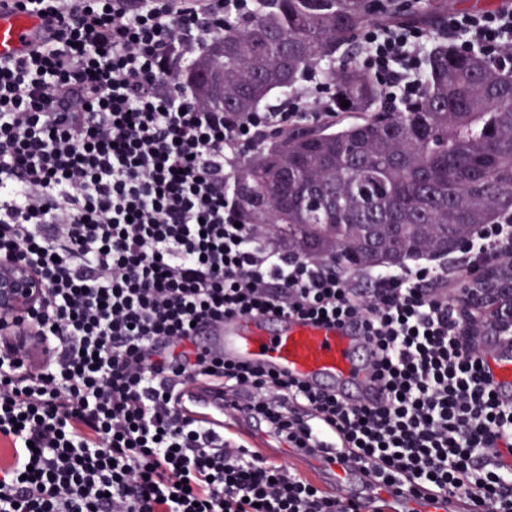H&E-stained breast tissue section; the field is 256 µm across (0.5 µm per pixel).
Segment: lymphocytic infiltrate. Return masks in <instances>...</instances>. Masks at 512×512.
<instances>
[{
	"label": "lymphocytic infiltrate",
	"instance_id": "1",
	"mask_svg": "<svg viewBox=\"0 0 512 512\" xmlns=\"http://www.w3.org/2000/svg\"><path fill=\"white\" fill-rule=\"evenodd\" d=\"M44 23L0 58V259L43 288L29 343L0 334V512H359L178 407L186 377L246 392L241 413L283 448L328 437L375 488L512 512V402L466 348L445 271L354 274L238 224L228 175L288 112L227 117L179 82L245 0H19ZM458 51L512 57V9L448 14ZM431 33L379 23L362 62L394 99L419 95ZM512 261V213L481 225L463 267ZM348 322L374 345L375 406L202 352L227 315ZM496 435L495 452L486 436Z\"/></svg>",
	"mask_w": 512,
	"mask_h": 512
}]
</instances>
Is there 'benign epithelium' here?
Returning a JSON list of instances; mask_svg holds the SVG:
<instances>
[{
    "mask_svg": "<svg viewBox=\"0 0 512 512\" xmlns=\"http://www.w3.org/2000/svg\"><path fill=\"white\" fill-rule=\"evenodd\" d=\"M470 288L462 314L468 344L477 350H495L512 336V262L488 257L468 276ZM40 285L26 265L0 261V316L5 334L23 335L29 328L18 316L35 304Z\"/></svg>",
    "mask_w": 512,
    "mask_h": 512,
    "instance_id": "benign-epithelium-1",
    "label": "benign epithelium"
}]
</instances>
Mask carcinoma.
<instances>
[{"instance_id":"carcinoma-1","label":"carcinoma","mask_w":512,"mask_h":512,"mask_svg":"<svg viewBox=\"0 0 512 512\" xmlns=\"http://www.w3.org/2000/svg\"><path fill=\"white\" fill-rule=\"evenodd\" d=\"M447 15L448 0H384L377 13L370 0H250L224 14V58L211 65L203 105L245 117L317 70L332 95L333 115L268 136L230 172L245 223L276 225L302 258L360 270L373 266L365 224L402 225L381 238L407 260L512 210V79L498 64L440 40L421 95L397 109L361 65L355 37L365 26ZM208 58L182 73L193 91Z\"/></svg>"}]
</instances>
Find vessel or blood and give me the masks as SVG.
Instances as JSON below:
<instances>
[{"instance_id": "1", "label": "vessel or blood", "mask_w": 512, "mask_h": 512, "mask_svg": "<svg viewBox=\"0 0 512 512\" xmlns=\"http://www.w3.org/2000/svg\"><path fill=\"white\" fill-rule=\"evenodd\" d=\"M42 22L19 5L18 0H0V57H16L35 43ZM201 350L273 370L284 378L336 392L361 403L375 402L380 390L372 378L373 348L359 328L334 322H313L275 315H228L199 336ZM491 373L499 394L512 398V349L502 348L492 362ZM183 413L204 421L214 429H225L258 454L281 456L269 447L258 424L232 409L222 389L196 381L181 388ZM297 471L321 486L362 504L367 512H388L409 497L398 485L386 493H375L365 471L346 461L337 450L323 453L317 467L296 451L290 457ZM424 512H472L469 499L449 502L434 497L422 500Z\"/></svg>"}]
</instances>
